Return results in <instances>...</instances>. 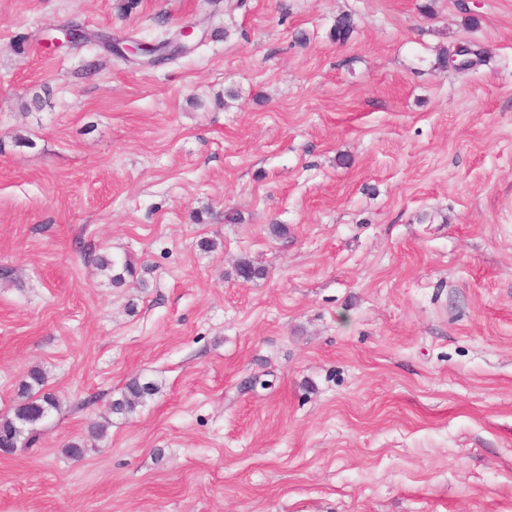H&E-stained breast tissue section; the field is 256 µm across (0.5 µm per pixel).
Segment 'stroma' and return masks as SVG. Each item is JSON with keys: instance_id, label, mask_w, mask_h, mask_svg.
Masks as SVG:
<instances>
[{"instance_id": "obj_1", "label": "stroma", "mask_w": 512, "mask_h": 512, "mask_svg": "<svg viewBox=\"0 0 512 512\" xmlns=\"http://www.w3.org/2000/svg\"><path fill=\"white\" fill-rule=\"evenodd\" d=\"M0 268V512H512V0H0ZM124 51L129 57L144 66L153 65L160 57L168 55L159 49L158 44H126ZM45 382V375L40 369H31L19 388L20 401L11 414L0 416L1 455L16 452L15 445L24 442L26 432H32L52 409L60 407V401L54 393L43 391ZM159 387L155 382H141L138 378L131 379L124 387L119 398L112 401L110 413L127 417L136 412L147 398L158 393Z\"/></svg>"}]
</instances>
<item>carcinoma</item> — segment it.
<instances>
[{"label": "carcinoma", "mask_w": 512, "mask_h": 512, "mask_svg": "<svg viewBox=\"0 0 512 512\" xmlns=\"http://www.w3.org/2000/svg\"><path fill=\"white\" fill-rule=\"evenodd\" d=\"M354 26L352 15L342 14L336 18L332 35L337 40L344 41L351 35ZM98 267L114 284H121L125 282V277L134 274L133 268L127 263L122 265L121 271H115V262L107 257L99 258ZM236 272L238 278L244 281L259 279L266 274L264 268L247 258L238 262ZM45 382L46 378L41 370L34 368L27 373L19 388L18 404L12 413L0 416V448H13L16 444L23 443L26 434L32 432L51 410L60 407V401L55 394L43 391ZM158 391L156 383L133 378L125 385L120 397L112 401L110 413L127 417Z\"/></svg>", "instance_id": "obj_1"}]
</instances>
